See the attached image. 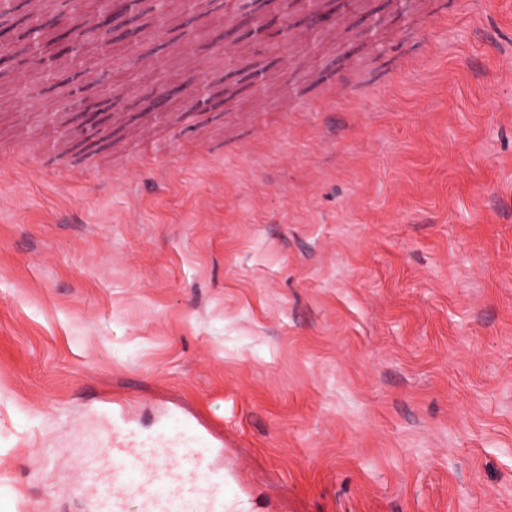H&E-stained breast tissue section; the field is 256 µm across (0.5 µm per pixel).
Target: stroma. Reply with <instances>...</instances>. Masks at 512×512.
<instances>
[{"mask_svg":"<svg viewBox=\"0 0 512 512\" xmlns=\"http://www.w3.org/2000/svg\"><path fill=\"white\" fill-rule=\"evenodd\" d=\"M402 27L397 69L282 119L256 95L251 17L207 0L175 43L241 87L242 139L201 149L172 96L141 158L117 71L122 44L87 46L85 93L112 73L110 138H57L68 90L16 100L0 79V512H89L81 464L112 409L155 431L189 416L224 440L225 501L256 512H512V0H437ZM369 0L339 71L381 35Z\"/></svg>","mask_w":512,"mask_h":512,"instance_id":"1","label":"stroma"}]
</instances>
